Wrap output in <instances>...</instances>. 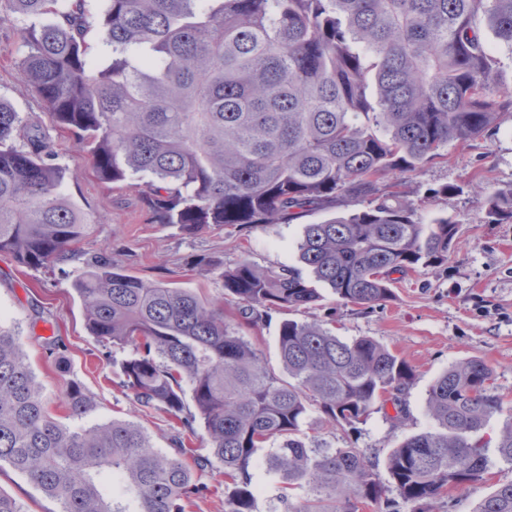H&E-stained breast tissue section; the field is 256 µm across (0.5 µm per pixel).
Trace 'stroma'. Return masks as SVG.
Returning <instances> with one entry per match:
<instances>
[{
  "label": "stroma",
  "instance_id": "1",
  "mask_svg": "<svg viewBox=\"0 0 512 512\" xmlns=\"http://www.w3.org/2000/svg\"><path fill=\"white\" fill-rule=\"evenodd\" d=\"M22 49L11 27L0 28V99L8 101L26 123L46 122L47 116L33 89L14 62ZM54 161L67 170L65 193L86 216L90 234L86 251L111 256L114 263L144 279H165L178 286L216 298L224 293L218 276L191 272L192 261L207 256L234 267L247 259L260 267L292 265L297 261L301 224H275L241 230L211 227L189 235L178 226L153 224L138 190L113 187L95 175L87 150L70 134H53ZM455 186L449 196L431 197L433 189ZM512 187V112L500 113L494 129L466 144L450 143L448 157L411 175L403 186L418 206L419 222L452 216L459 225L447 264L422 268L402 277L384 305L367 309L337 303L324 290L321 306L292 312L300 322L332 316L337 336H368L403 356L415 379L404 399L408 413L403 425L392 426L383 413L372 414L357 430L315 425L306 438L321 447L359 448L375 464L386 487V498H396L387 469L390 451L403 438L430 429L426 394L448 366L477 357L494 370L501 412L490 416L482 431L489 440L488 472L483 481L461 486L438 502L433 512H472L497 487L512 482V464L499 459L494 447L503 427L512 419V223L487 221L486 193ZM83 270L81 260L43 269L17 265L0 257V327L18 333L23 351L46 393L59 397L68 380L80 382L93 399L83 426L112 419L143 427L155 447L173 452V431L166 414L143 412L114 383L116 360L123 350L105 349L86 326L81 301L73 283ZM61 337L68 364L56 369L43 340ZM0 490L24 506L26 512H58L24 475L0 466Z\"/></svg>",
  "mask_w": 512,
  "mask_h": 512
}]
</instances>
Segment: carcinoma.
<instances>
[{
	"label": "carcinoma",
	"mask_w": 512,
	"mask_h": 512,
	"mask_svg": "<svg viewBox=\"0 0 512 512\" xmlns=\"http://www.w3.org/2000/svg\"><path fill=\"white\" fill-rule=\"evenodd\" d=\"M11 14L49 18L16 28V62L49 124L27 125L0 99V255L43 268L81 256L74 289L87 327L104 345L131 349L118 386L146 412L179 425L178 453L154 446L138 425L112 420L71 428L16 337L0 327V464L26 475L59 512H187L208 492L194 469L211 465L187 447L196 424L224 466V512H257L258 451L283 484V512H358L385 493L358 449L320 448L303 438L313 415L335 428L363 424L391 407L414 372L402 356L363 336L344 340L323 321L288 314L321 301V282L342 304L372 308L393 297V275L448 262L458 223L415 218L395 172L445 158L512 112V88L481 26L512 47V0H7ZM95 30L100 62L87 41ZM87 148L105 183L141 190L155 224L194 235L211 225L292 224L311 213L356 206L307 224L297 266L263 269L243 259L219 270L224 296L146 280L81 250L89 235L64 193L66 170L48 163L51 131ZM145 181L140 185L139 181ZM488 222H512V188L485 199ZM284 315L277 374L245 332ZM61 368L67 348L45 339ZM92 405L70 380L58 399L79 420ZM493 368L453 364L426 400L435 426L389 454L388 472L409 512L483 479L475 439L502 410ZM512 463V421L498 439ZM473 512H512V483Z\"/></svg>",
	"instance_id": "obj_1"
}]
</instances>
